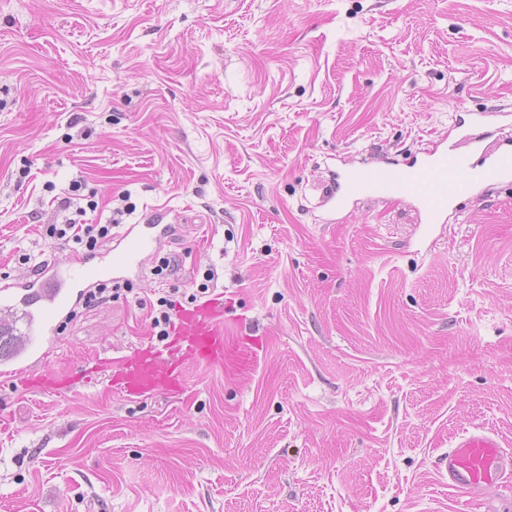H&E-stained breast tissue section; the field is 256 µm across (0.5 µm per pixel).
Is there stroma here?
<instances>
[{"mask_svg": "<svg viewBox=\"0 0 512 512\" xmlns=\"http://www.w3.org/2000/svg\"><path fill=\"white\" fill-rule=\"evenodd\" d=\"M512 0H0V269L49 252L72 181L177 221L173 287L217 269L223 367L176 395L0 378V512H512L448 493L449 442L512 448V183L424 237L407 200L324 203L471 113L512 141ZM82 311L59 375L151 344L149 273Z\"/></svg>", "mask_w": 512, "mask_h": 512, "instance_id": "obj_1", "label": "stroma"}]
</instances>
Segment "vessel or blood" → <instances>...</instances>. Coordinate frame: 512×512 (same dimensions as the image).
Masks as SVG:
<instances>
[{"mask_svg":"<svg viewBox=\"0 0 512 512\" xmlns=\"http://www.w3.org/2000/svg\"><path fill=\"white\" fill-rule=\"evenodd\" d=\"M511 180L512 149L477 143L461 152L439 141L432 143L422 159L401 169L385 163L348 168L340 179L326 184L323 197L339 210L363 196L404 197L413 201L424 224L433 225L444 223L454 200L469 196L476 188ZM170 230V225L161 223L131 224L112 247L93 260L54 259L24 278L0 280V306L21 311L36 333L35 339L0 362V374L41 392L66 390L78 381L92 382L99 367H86L69 376L44 370L45 358L57 342L59 323L100 280L119 282L141 274ZM224 345V296L218 293L180 311L162 347L142 348L109 364V384L134 398L181 392L185 362L202 367L223 365ZM445 462L449 489L474 496L512 478V452L495 433L481 427L455 437Z\"/></svg>","mask_w":512,"mask_h":512,"instance_id":"obj_1","label":"vessel or blood"}]
</instances>
